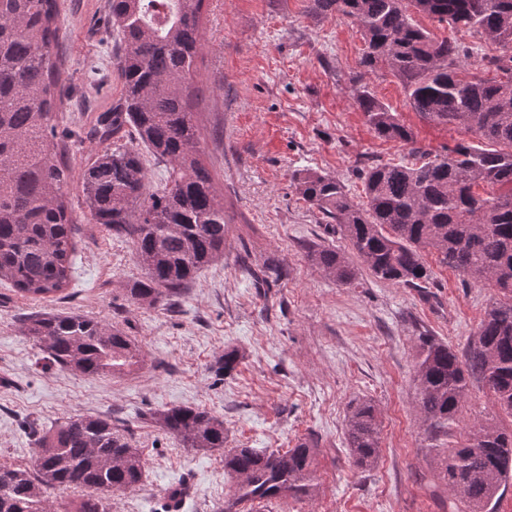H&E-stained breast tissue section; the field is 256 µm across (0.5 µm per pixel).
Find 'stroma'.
<instances>
[{"label": "stroma", "mask_w": 512, "mask_h": 512, "mask_svg": "<svg viewBox=\"0 0 512 512\" xmlns=\"http://www.w3.org/2000/svg\"><path fill=\"white\" fill-rule=\"evenodd\" d=\"M58 66L67 136L75 233L66 290L46 301L0 283V462L31 465L35 432L76 415L101 416L126 428L145 461L140 484L112 496V512H161L169 489L187 486L179 512H220L235 480L224 469L231 448L314 450L312 496L260 504L256 512H448L443 456L421 420L415 365L428 334L464 352L497 292L484 280L441 267L427 288H408L358 267L354 284L324 276L309 245L349 243L328 234L326 220L296 194L292 176L312 169L339 177L364 199L362 169L416 163L473 141L464 128L428 122L386 71L362 74L364 41L351 20L321 15L312 0H207L203 46L193 80L201 158L230 216L224 257L173 301L134 303L140 279L130 239L92 223L81 174L116 140L91 133L120 97L119 40L106 0H58ZM362 75L413 134L412 145L379 139L358 109L350 79ZM274 272L262 284L252 274ZM77 313L116 325L135 339L144 366L124 376L87 377L49 364L23 333L26 317ZM242 356L217 378L224 351ZM370 400L381 424V455L355 467L345 441L351 402ZM191 406L224 420L220 450H194L166 436L149 415ZM512 430L479 382L459 409L458 435L475 423Z\"/></svg>", "instance_id": "1"}]
</instances>
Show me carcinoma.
Wrapping results in <instances>:
<instances>
[{
    "mask_svg": "<svg viewBox=\"0 0 512 512\" xmlns=\"http://www.w3.org/2000/svg\"><path fill=\"white\" fill-rule=\"evenodd\" d=\"M204 2L108 0L120 36L123 96L94 134L113 138L129 129L134 145L98 155L83 171L82 191L94 223L133 243L143 276L129 288L130 297L149 306L180 296L224 256L228 217L200 160L194 112ZM312 10L351 19L367 44L360 66L391 73L423 118L478 138L432 157L424 152L419 164L370 167L362 177V203L339 178L318 171L296 173L293 186L332 221L331 230L374 278L418 287L431 278L421 251L433 249L441 265L498 290L464 356L425 336L416 363L423 421L430 433L450 439L444 479L457 495L450 512H485L512 480V432L478 425L463 440L454 437L473 379L512 415V0H313ZM414 12L491 38L501 54L487 57V69L497 77L469 71L465 59L472 49L451 34L431 36L414 22ZM59 39L58 0H0V280L30 299L66 288L75 249L70 169L56 133ZM353 92L379 138L413 141L368 85L357 79ZM141 145L170 164L155 191L147 184ZM485 186L498 193L477 192ZM307 256L339 285L356 280L348 257L333 247L313 245ZM24 334L51 363L85 376L128 374L144 361L123 330L80 314L34 315ZM239 361L238 351H227L217 372L229 375ZM150 420L185 448H224V420L205 410L164 408ZM345 436L353 463L374 468L381 446L371 402L350 405ZM35 441L31 466L0 463V512H52L51 491L61 487L84 491L67 512H112L110 494L142 480L141 450L109 419L70 417L36 433ZM311 458L303 443L285 452H225L224 470L236 487L221 512L309 495Z\"/></svg>",
    "mask_w": 512,
    "mask_h": 512,
    "instance_id": "cac0c4a2",
    "label": "carcinoma"
}]
</instances>
